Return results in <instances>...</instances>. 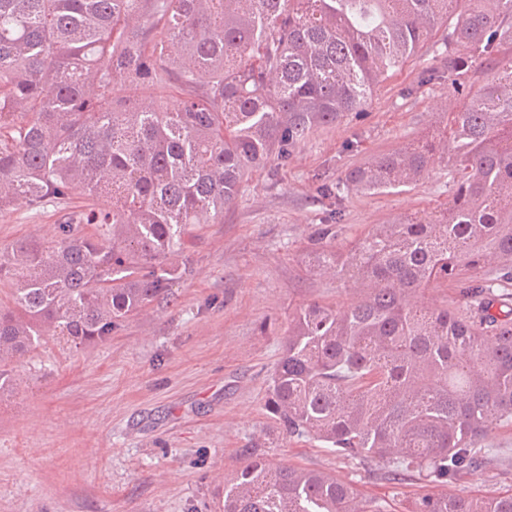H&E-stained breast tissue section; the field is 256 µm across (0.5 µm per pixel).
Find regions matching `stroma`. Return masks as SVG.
Here are the masks:
<instances>
[{"mask_svg":"<svg viewBox=\"0 0 512 512\" xmlns=\"http://www.w3.org/2000/svg\"><path fill=\"white\" fill-rule=\"evenodd\" d=\"M439 71L433 82L424 71ZM448 62L423 48L384 81L362 115L320 129L295 151L277 181L250 169L222 221L193 225L177 258L187 272L166 299L127 318L111 337L80 350L47 332L10 365L19 379L0 395V512H220L224 483L244 464L251 438L271 440L272 463L350 482L384 512H410L420 483L392 479L379 457L350 460L317 440L278 436L266 407L271 375L293 313L317 302L348 307L357 294L319 278L303 260L327 202L316 188L397 144L430 134L440 113L465 106ZM446 165L415 186L351 194L336 246L371 225L448 200ZM81 196L41 209L0 212V251L22 241L48 246ZM496 454L461 481L456 495L512 493V427L486 437Z\"/></svg>","mask_w":512,"mask_h":512,"instance_id":"1","label":"stroma"}]
</instances>
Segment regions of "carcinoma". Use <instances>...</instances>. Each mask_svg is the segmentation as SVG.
I'll return each mask as SVG.
<instances>
[{"mask_svg":"<svg viewBox=\"0 0 512 512\" xmlns=\"http://www.w3.org/2000/svg\"><path fill=\"white\" fill-rule=\"evenodd\" d=\"M441 22L453 94L469 95L479 61L490 79L451 127L319 187L335 208L310 237L312 270L363 297L292 315L266 405L285 438L417 473L412 512H512V494L429 490L493 453L489 426L512 425V298L493 293L512 283V0H0V211L86 201L54 245L0 252L14 284L0 395L43 331L78 350L167 296L190 227L222 219L249 169L365 111ZM144 83L174 108L140 96ZM437 161L448 202L336 249L345 195L411 187ZM431 286L458 299L417 305ZM263 447L243 449L223 512H382L331 474L272 466Z\"/></svg>","mask_w":512,"mask_h":512,"instance_id":"cac0c4a2","label":"carcinoma"}]
</instances>
